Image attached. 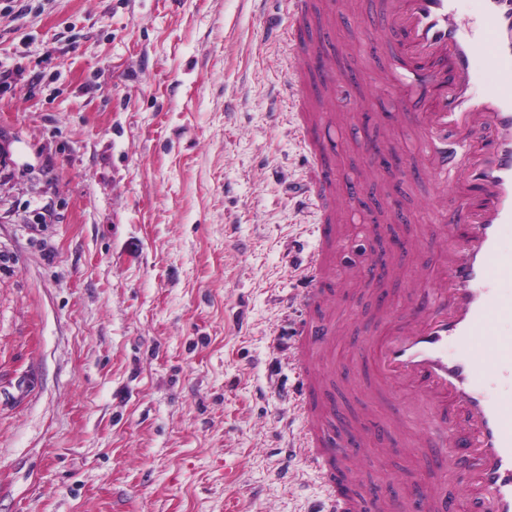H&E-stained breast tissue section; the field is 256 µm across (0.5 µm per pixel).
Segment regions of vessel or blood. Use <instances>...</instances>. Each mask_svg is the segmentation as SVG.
I'll use <instances>...</instances> for the list:
<instances>
[{"label":"vessel or blood","mask_w":512,"mask_h":512,"mask_svg":"<svg viewBox=\"0 0 512 512\" xmlns=\"http://www.w3.org/2000/svg\"><path fill=\"white\" fill-rule=\"evenodd\" d=\"M287 3L288 39L307 52L314 2ZM383 20L397 36L407 79L405 117L418 126L425 166L444 193L436 217L448 245L440 274L422 288V306L398 316L378 340L375 370L388 390H410L428 404L436 432L423 436V447L456 444L447 464L471 477L473 512H512V335L486 328L490 318H512V291L503 285L512 260L501 248V231L512 224V0H480L477 19L462 24L453 0H385ZM288 96L300 113L298 135L311 146L300 82L289 84ZM331 179L313 167L305 184L304 198L320 214V240L342 206L327 188ZM474 195L476 210L468 203ZM321 272L316 250L302 269L301 303L318 300ZM329 334L327 325L301 320L296 355ZM304 446L327 487L319 512H359L337 467L336 440L316 431Z\"/></svg>","instance_id":"vessel-or-blood-1"}]
</instances>
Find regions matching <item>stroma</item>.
<instances>
[{
  "instance_id": "35a3bbf8",
  "label": "stroma",
  "mask_w": 512,
  "mask_h": 512,
  "mask_svg": "<svg viewBox=\"0 0 512 512\" xmlns=\"http://www.w3.org/2000/svg\"><path fill=\"white\" fill-rule=\"evenodd\" d=\"M378 0L317 36L358 87L318 135L343 193L339 240L378 230L383 288L334 266L323 389L355 421L401 424L342 458L365 512L402 499L426 430L409 391L376 392L363 348L380 291L442 262L437 185L404 89L371 45ZM284 0H0V512H310L308 423L288 330L315 247L305 148L282 95L296 64ZM399 160L387 168L383 159Z\"/></svg>"
}]
</instances>
